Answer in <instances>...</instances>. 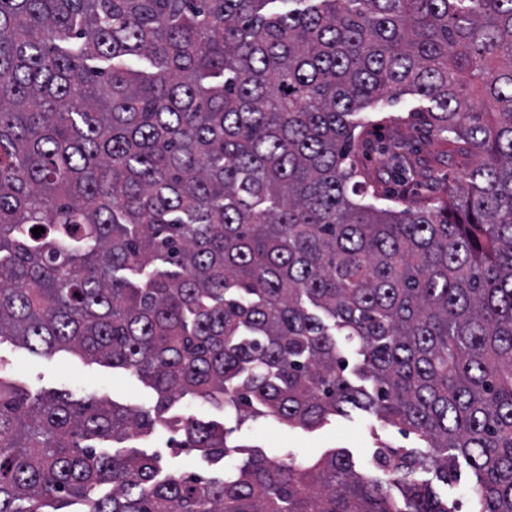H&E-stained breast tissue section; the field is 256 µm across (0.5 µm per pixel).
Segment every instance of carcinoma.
<instances>
[{
  "label": "carcinoma",
  "mask_w": 512,
  "mask_h": 512,
  "mask_svg": "<svg viewBox=\"0 0 512 512\" xmlns=\"http://www.w3.org/2000/svg\"><path fill=\"white\" fill-rule=\"evenodd\" d=\"M406 95L474 164L399 211L358 202L365 116ZM0 340L155 393L0 375V512H459L419 473L460 458L472 512H512V0H0ZM188 394L307 429L371 410L426 449L377 450L399 500L334 449L201 477L102 446L242 453L166 416ZM0 373L32 396L67 393L73 399L95 396L132 406L153 399V391L124 369L94 363L73 352L35 354L6 340L0 343Z\"/></svg>",
  "instance_id": "carcinoma-1"
}]
</instances>
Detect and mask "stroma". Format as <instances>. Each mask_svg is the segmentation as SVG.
Returning <instances> with one entry per match:
<instances>
[{"instance_id":"stroma-1","label":"stroma","mask_w":512,"mask_h":512,"mask_svg":"<svg viewBox=\"0 0 512 512\" xmlns=\"http://www.w3.org/2000/svg\"><path fill=\"white\" fill-rule=\"evenodd\" d=\"M413 106L412 97L405 96L392 103L380 104L369 118L374 134L417 145L414 181L420 197L424 198L442 191L441 186L431 185V178H460L466 163L449 158L446 143L410 120L409 112ZM0 374L33 396L66 393L75 399L94 396L132 406L145 405L153 399L152 390L126 370L95 363L67 351L51 356L35 354L6 340L0 342ZM224 423L232 430L231 443L254 447L267 456L279 457L288 453L302 461L342 448L350 454L359 471L370 473L375 470L374 452L379 446L417 448L421 445L416 435L405 434L399 427L362 410L351 411L337 417L330 425L314 430L293 428L265 418L241 422L232 413L226 414ZM139 445L147 453L160 454L177 471L205 474L213 468L199 452L173 448L171 434L167 431L145 437Z\"/></svg>"}]
</instances>
